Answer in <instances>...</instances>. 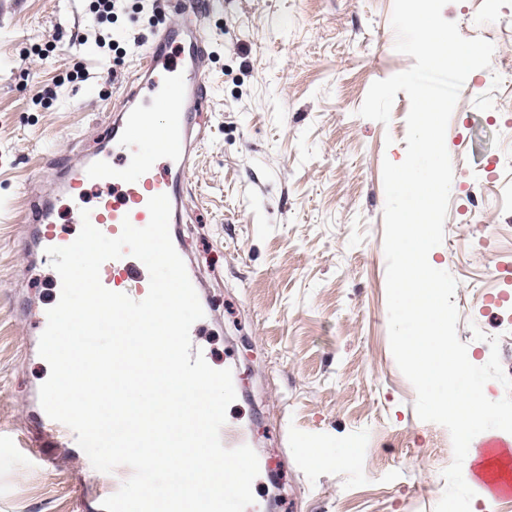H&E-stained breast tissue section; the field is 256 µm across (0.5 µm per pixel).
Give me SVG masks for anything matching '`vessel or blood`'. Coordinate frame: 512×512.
<instances>
[{"label":"vessel or blood","mask_w":512,"mask_h":512,"mask_svg":"<svg viewBox=\"0 0 512 512\" xmlns=\"http://www.w3.org/2000/svg\"><path fill=\"white\" fill-rule=\"evenodd\" d=\"M167 7L179 22L163 26L142 48L136 83L127 89L123 106L111 114L109 133L96 153H65L51 161L50 187L29 203L32 228L21 243L28 261L46 248L69 245V238L55 231L61 208L74 224L80 223L82 210H89L93 226L114 238L123 221L146 226L149 198L164 194L171 204V223L181 222L199 156L201 140L194 129L208 98L212 37L192 22L202 12L203 0H169ZM100 280L105 288L137 301L149 291L145 265L129 255L105 261ZM76 445L75 433L45 412L28 416L22 446L31 458L41 461L45 449ZM131 474L129 467L120 466L106 480L90 461H83L75 484L85 512H103V500ZM464 479L480 485L490 499L512 496V479L503 471L473 467Z\"/></svg>","instance_id":"obj_1"}]
</instances>
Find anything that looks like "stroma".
<instances>
[{"label":"stroma","mask_w":512,"mask_h":512,"mask_svg":"<svg viewBox=\"0 0 512 512\" xmlns=\"http://www.w3.org/2000/svg\"><path fill=\"white\" fill-rule=\"evenodd\" d=\"M393 0H210L213 98L180 239L210 307L202 341L232 372L228 419L257 454L246 512H433L453 460L448 430L421 421L392 355L384 253V161L406 156L410 100L388 123L360 117L371 84L409 69L395 50ZM463 37L492 42L447 128L458 144L441 245L428 256L458 282L457 334L477 366L474 330L498 339L512 377V0H449ZM91 0H0V430H19L29 391L49 376L16 316L48 300L44 267L23 269L27 185L49 155L89 152L107 133L152 38L138 0L104 23L111 50L83 41ZM349 445L354 463L306 462L301 446ZM0 512H81L70 469L0 450Z\"/></svg>","instance_id":"stroma-1"}]
</instances>
